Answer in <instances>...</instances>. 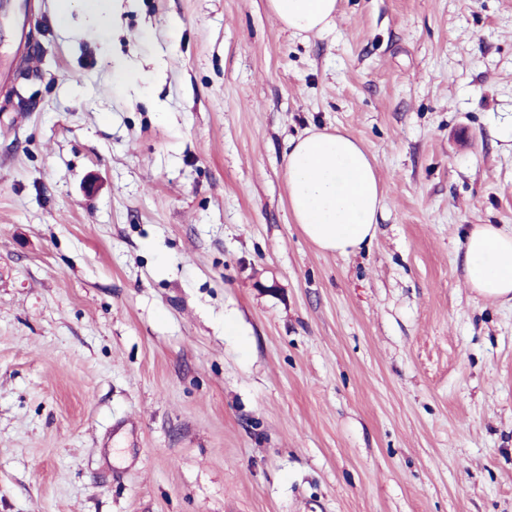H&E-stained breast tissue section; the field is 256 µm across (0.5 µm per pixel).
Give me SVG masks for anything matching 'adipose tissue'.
Instances as JSON below:
<instances>
[{"label":"adipose tissue","instance_id":"adipose-tissue-1","mask_svg":"<svg viewBox=\"0 0 512 512\" xmlns=\"http://www.w3.org/2000/svg\"><path fill=\"white\" fill-rule=\"evenodd\" d=\"M295 36L335 22L338 0H269ZM288 213L318 248L339 256L372 242L383 211L373 155L347 132L334 129L289 140L285 169ZM466 283L480 297L512 301V230L476 224L464 240Z\"/></svg>","mask_w":512,"mask_h":512}]
</instances>
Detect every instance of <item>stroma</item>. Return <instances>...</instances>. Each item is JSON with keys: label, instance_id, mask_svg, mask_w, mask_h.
Masks as SVG:
<instances>
[{"label": "stroma", "instance_id": "stroma-1", "mask_svg": "<svg viewBox=\"0 0 512 512\" xmlns=\"http://www.w3.org/2000/svg\"><path fill=\"white\" fill-rule=\"evenodd\" d=\"M31 0L0 21V512H512V0ZM341 129L384 210L288 214ZM272 12L293 35L322 32L334 25L338 0H268ZM288 213L318 248L348 256L372 242L383 211L374 156L339 129L288 141ZM464 247L468 287L485 299L512 301V229L475 224Z\"/></svg>", "mask_w": 512, "mask_h": 512}]
</instances>
